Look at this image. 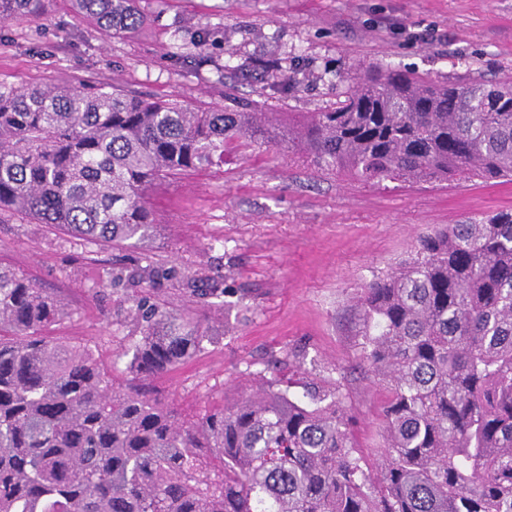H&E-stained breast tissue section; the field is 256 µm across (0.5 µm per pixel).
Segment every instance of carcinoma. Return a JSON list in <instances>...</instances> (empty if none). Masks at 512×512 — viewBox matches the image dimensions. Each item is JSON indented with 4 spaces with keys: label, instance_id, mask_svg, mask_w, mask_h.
Listing matches in <instances>:
<instances>
[{
    "label": "carcinoma",
    "instance_id": "carcinoma-1",
    "mask_svg": "<svg viewBox=\"0 0 512 512\" xmlns=\"http://www.w3.org/2000/svg\"><path fill=\"white\" fill-rule=\"evenodd\" d=\"M43 0H0V21ZM121 34L137 0H73ZM322 112L193 109L82 83L0 88V213L121 247L154 225L144 191L274 142L353 179L512 181V80L440 82L390 64ZM368 370L390 390L383 460L353 443L339 389L260 386L184 420L95 350L45 335L64 308L0 265V512H512V209L419 238L357 295ZM123 351L148 381L211 342L146 297Z\"/></svg>",
    "mask_w": 512,
    "mask_h": 512
}]
</instances>
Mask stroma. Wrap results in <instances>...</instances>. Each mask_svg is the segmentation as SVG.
<instances>
[{"label": "stroma", "instance_id": "1", "mask_svg": "<svg viewBox=\"0 0 512 512\" xmlns=\"http://www.w3.org/2000/svg\"><path fill=\"white\" fill-rule=\"evenodd\" d=\"M117 38L71 0L0 24V86L65 81L135 91L197 109L225 94L265 112L335 106L359 67L389 63L441 82L512 78V0H139ZM156 224L131 247H100L0 215V264L62 301L50 334L93 347L125 380L135 298L201 323L211 343L155 389L185 414L252 393L301 364L316 390L341 389L361 451L378 459L385 382L362 360L355 298L408 259L419 236L512 209V181L360 182L284 146L227 152L224 164L144 192ZM171 270L148 284L138 261ZM122 273L124 292L108 287ZM214 289L202 299L197 289Z\"/></svg>", "mask_w": 512, "mask_h": 512}]
</instances>
